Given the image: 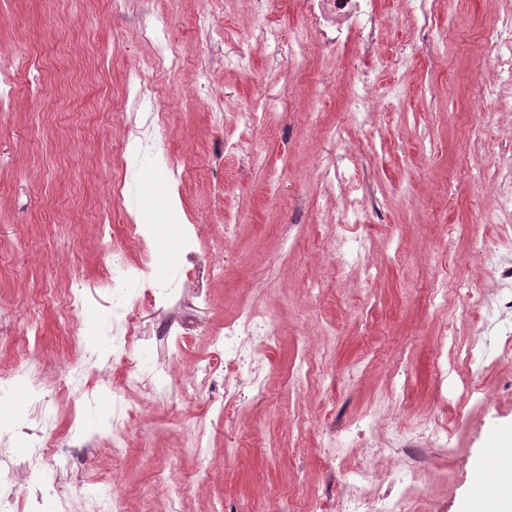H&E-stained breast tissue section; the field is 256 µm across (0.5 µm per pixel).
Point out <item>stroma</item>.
<instances>
[{"instance_id": "1", "label": "stroma", "mask_w": 512, "mask_h": 512, "mask_svg": "<svg viewBox=\"0 0 512 512\" xmlns=\"http://www.w3.org/2000/svg\"><path fill=\"white\" fill-rule=\"evenodd\" d=\"M203 0H0V55L18 64L12 111L0 113V368L27 357L48 383L87 361L72 337L105 336L112 290L104 285V244L123 246L131 264H175L186 298L208 294L196 311L141 305L142 334L176 318L183 341L170 369L174 386L192 381L193 396L162 400L131 392L141 406L120 459L112 457L117 372H87L97 400L85 406L58 395L53 436L73 444L83 427L87 478L115 476L127 512H162L155 467L184 482L198 466L196 434L205 424L213 471L207 485L180 502L181 512H298L344 482L346 457L326 460L322 435L373 411L405 359L404 420L439 418L454 429L457 452L430 454L435 512H463L481 496L487 448L512 435V358H500L512 312L498 318L456 292L432 305L430 281H469L493 294L497 270L480 250L512 240V214L501 212L495 186L512 156V73L497 62L512 48L485 51L484 30L512 20V0H435L436 26L423 25L422 0H373V48L357 38L323 43L304 17L303 0H221L223 39L213 49L192 24ZM167 26L177 68L149 69L153 46L142 25ZM261 27L278 41L255 38ZM309 66L286 58L296 39ZM146 70L168 102L157 145L168 164L143 157L117 167L130 125L148 111L126 109L132 68ZM208 73L223 120L213 124L196 89ZM370 90L356 112L347 90ZM487 94L474 99L473 84ZM257 116L246 124L245 113ZM125 178L122 200L112 182ZM142 241L125 225L159 211ZM108 224L112 235L101 239ZM183 224L201 227L193 255L178 256ZM364 241L365 259L339 260L331 231ZM223 266L215 278V266ZM90 284V304L64 318L75 279ZM320 288L310 295L304 281ZM245 308L272 314L280 333L260 348L261 386L224 384V358L211 345ZM456 346L486 344L487 358L461 362L454 378L478 379L487 406L444 400L433 371L440 337ZM324 372L297 377L302 359ZM214 365L215 377L202 369Z\"/></svg>"}]
</instances>
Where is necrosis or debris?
Here are the masks:
<instances>
[{
    "label": "necrosis or debris",
    "instance_id": "obj_1",
    "mask_svg": "<svg viewBox=\"0 0 512 512\" xmlns=\"http://www.w3.org/2000/svg\"><path fill=\"white\" fill-rule=\"evenodd\" d=\"M362 0H304L306 17L319 32L352 29L361 12ZM480 261L491 265L499 273L500 296L488 300L492 312L512 310V253L498 248L483 251ZM104 265L108 283L112 288V327L107 336V353L87 351L92 362L119 369L123 379L112 399V446L121 450L138 415L129 407L126 394L135 388L155 399L165 397L170 389L167 369L141 365L131 359L132 343L137 331L136 310L142 301L158 306L177 302L178 292L168 271H158L146 265H129L122 247L105 249ZM279 330L276 319L270 314L251 309L242 310L223 331L215 333L212 344L223 352L226 365L234 370H246L249 377H257L255 352L259 346L269 344ZM25 385L36 401V416L40 428L33 429L25 423L0 424V512H14L20 497V474L40 471L48 456H55L56 473L70 471L74 451L54 448L44 435L51 428L52 407L57 390H65L84 397H91L92 389L85 380L83 370H67L59 374L55 386H48L40 366L30 361H20L11 370L0 372V395H9L15 386ZM391 437L386 442H369V428L360 423H349L343 436L328 440L331 448H342L348 439L362 441L363 455L347 470L345 490L339 498L337 512H424L428 488L424 481L428 468V452L438 448L449 451L451 432L447 423L438 420H419L411 424L389 421ZM26 450L24 463H17L11 451L14 444ZM379 461L390 464L388 472L377 473L373 465Z\"/></svg>",
    "mask_w": 512,
    "mask_h": 512
}]
</instances>
